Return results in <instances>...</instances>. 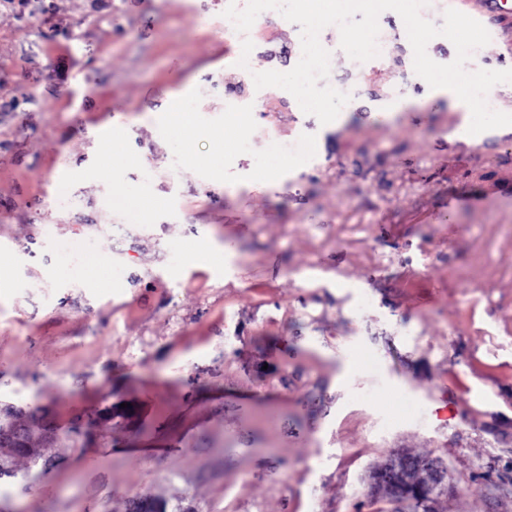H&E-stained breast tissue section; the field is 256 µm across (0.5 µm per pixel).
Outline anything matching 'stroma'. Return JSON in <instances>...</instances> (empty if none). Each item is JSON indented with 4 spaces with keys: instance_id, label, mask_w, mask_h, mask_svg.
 Instances as JSON below:
<instances>
[{
    "instance_id": "1",
    "label": "stroma",
    "mask_w": 512,
    "mask_h": 512,
    "mask_svg": "<svg viewBox=\"0 0 512 512\" xmlns=\"http://www.w3.org/2000/svg\"><path fill=\"white\" fill-rule=\"evenodd\" d=\"M232 3L0 5V405L56 429L0 512H389L395 452L447 464L440 512H512V131L454 135L394 13L363 64L321 31L320 124L236 67L294 68L300 25ZM155 117L166 126L179 131L187 126L189 121L188 113L183 111L182 100L179 95H173L161 112H156ZM406 464V460L403 459L400 453L391 454L387 462L381 464L378 468L373 469L369 473L370 492L374 491V488L381 476H390L397 487L398 494L405 496L407 494V487L400 482V478Z\"/></svg>"
}]
</instances>
